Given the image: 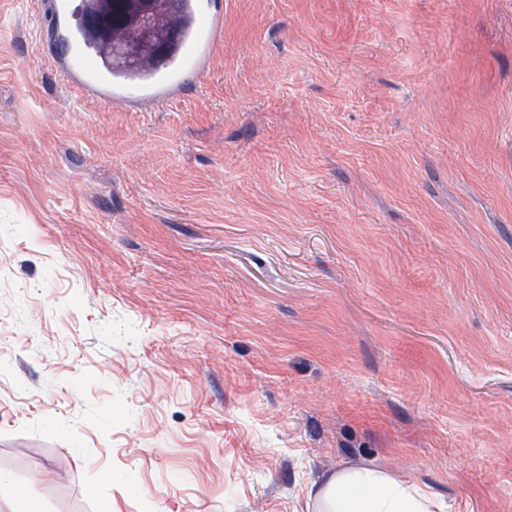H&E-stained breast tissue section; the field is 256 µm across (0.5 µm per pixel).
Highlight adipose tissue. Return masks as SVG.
I'll list each match as a JSON object with an SVG mask.
<instances>
[{
    "mask_svg": "<svg viewBox=\"0 0 512 512\" xmlns=\"http://www.w3.org/2000/svg\"><path fill=\"white\" fill-rule=\"evenodd\" d=\"M315 512H445L435 494L389 473L347 467L313 482Z\"/></svg>",
    "mask_w": 512,
    "mask_h": 512,
    "instance_id": "ef3b65f1",
    "label": "adipose tissue"
}]
</instances>
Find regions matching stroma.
I'll return each instance as SVG.
<instances>
[{"mask_svg":"<svg viewBox=\"0 0 512 512\" xmlns=\"http://www.w3.org/2000/svg\"><path fill=\"white\" fill-rule=\"evenodd\" d=\"M0 0V474L42 512H512V0H223L162 100ZM316 512H444L435 494L389 473L347 467L312 484Z\"/></svg>","mask_w":512,"mask_h":512,"instance_id":"35a3bbf8","label":"stroma"}]
</instances>
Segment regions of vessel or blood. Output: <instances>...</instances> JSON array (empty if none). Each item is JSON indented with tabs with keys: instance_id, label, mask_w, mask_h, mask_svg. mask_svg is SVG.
I'll return each mask as SVG.
<instances>
[{
	"instance_id": "1",
	"label": "vessel or blood",
	"mask_w": 512,
	"mask_h": 512,
	"mask_svg": "<svg viewBox=\"0 0 512 512\" xmlns=\"http://www.w3.org/2000/svg\"><path fill=\"white\" fill-rule=\"evenodd\" d=\"M188 25L179 49L158 71L128 79H115L100 64L95 49L81 28L72 24L71 0H49L51 27L68 44L65 76L84 94L102 100L163 97L177 90L186 71L203 68L223 20L217 0H189Z\"/></svg>"
}]
</instances>
